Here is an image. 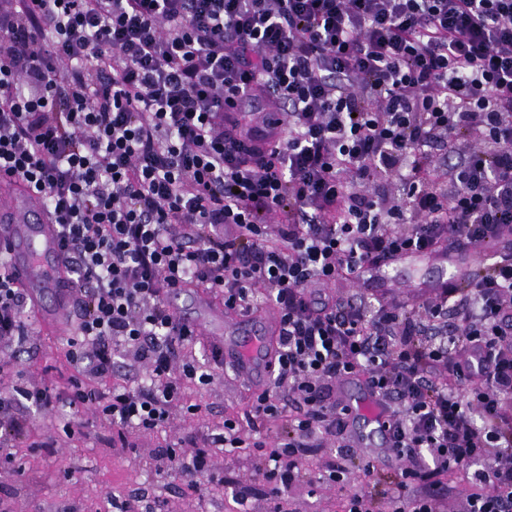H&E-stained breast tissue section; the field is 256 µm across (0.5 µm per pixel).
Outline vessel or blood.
I'll list each match as a JSON object with an SVG mask.
<instances>
[{"label":"vessel or blood","mask_w":512,"mask_h":512,"mask_svg":"<svg viewBox=\"0 0 512 512\" xmlns=\"http://www.w3.org/2000/svg\"><path fill=\"white\" fill-rule=\"evenodd\" d=\"M0 183L10 189L7 198L0 200V261L7 264L33 306H40L42 290L57 294L58 306L45 313L43 322L55 333L72 334V326L63 321L71 301L65 288L64 253L44 198L14 176L1 173ZM196 300L201 315L189 322V329L209 336L239 376L253 381L271 368L277 353L270 340V331L277 326L274 312L245 315L215 305L204 291L198 292Z\"/></svg>","instance_id":"1"}]
</instances>
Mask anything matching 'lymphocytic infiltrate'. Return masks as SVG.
Segmentation results:
<instances>
[{"label": "lymphocytic infiltrate", "instance_id": "obj_1", "mask_svg": "<svg viewBox=\"0 0 512 512\" xmlns=\"http://www.w3.org/2000/svg\"><path fill=\"white\" fill-rule=\"evenodd\" d=\"M266 100L279 126L238 117ZM54 215L77 334L67 359L110 377L133 351L148 383L68 397L129 447L169 424L180 382H210L167 304L203 288L270 306L278 355L243 419L168 450L199 488L219 448H256L281 499L341 431L336 383L364 379L403 465L391 512H512V0H0V172ZM496 245L477 279L415 304L314 290L406 249ZM26 295L0 266V340L24 343ZM443 485L448 488V509L463 512L465 495L468 490V479L464 472L448 471L447 475L439 477Z\"/></svg>", "mask_w": 512, "mask_h": 512}]
</instances>
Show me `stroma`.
Here are the masks:
<instances>
[{"label":"stroma","mask_w":512,"mask_h":512,"mask_svg":"<svg viewBox=\"0 0 512 512\" xmlns=\"http://www.w3.org/2000/svg\"><path fill=\"white\" fill-rule=\"evenodd\" d=\"M438 274V264L427 261L398 269L388 287L397 300H422L428 296L424 283ZM23 320L28 329L24 347L0 342V358L14 362L12 371L0 377V393L44 382L67 391L79 371L66 359L65 337L47 330L34 307H26ZM255 395L252 384L226 370L217 371L206 385L184 381L183 401L197 406V413L181 412L165 428L134 434L132 450L113 447L111 429L89 407L61 404L46 412L18 408L25 426L15 440L0 447V512H113L112 499L123 500L139 490L147 492L157 512H233L235 504L224 482H248L258 460L255 450L218 451L215 478L203 481L197 494L161 471L153 454L176 444L182 434L216 431L225 419L242 418ZM50 440L54 448L45 449ZM350 453L356 466L338 485L321 480L334 448L306 456L297 481L281 501L284 512H341L345 499L357 489L370 498L373 512H387L385 492L397 473L398 461L381 443L354 447ZM368 461L376 466L370 478L360 470Z\"/></svg>","instance_id":"1"}]
</instances>
